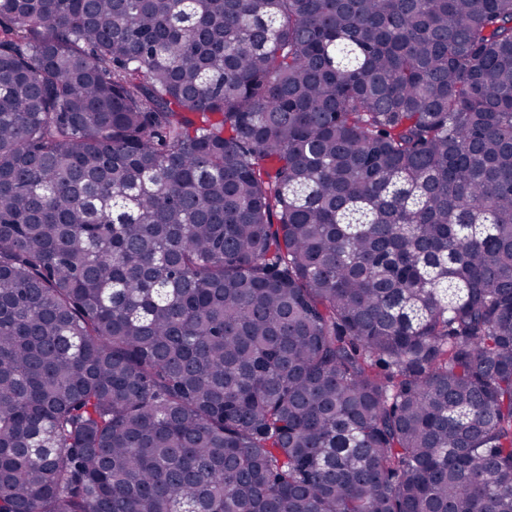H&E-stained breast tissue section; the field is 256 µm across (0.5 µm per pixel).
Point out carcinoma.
Listing matches in <instances>:
<instances>
[{"instance_id": "1", "label": "carcinoma", "mask_w": 512, "mask_h": 512, "mask_svg": "<svg viewBox=\"0 0 512 512\" xmlns=\"http://www.w3.org/2000/svg\"><path fill=\"white\" fill-rule=\"evenodd\" d=\"M0 512H512V0H0Z\"/></svg>"}]
</instances>
